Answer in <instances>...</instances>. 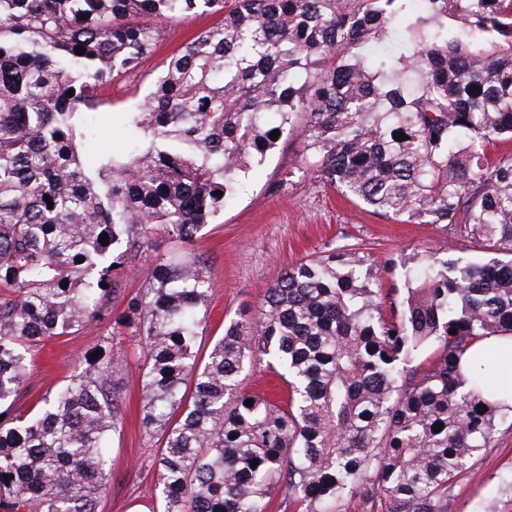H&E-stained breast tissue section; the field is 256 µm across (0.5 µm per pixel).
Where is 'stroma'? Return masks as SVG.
I'll use <instances>...</instances> for the list:
<instances>
[{
  "label": "stroma",
  "instance_id": "1",
  "mask_svg": "<svg viewBox=\"0 0 512 512\" xmlns=\"http://www.w3.org/2000/svg\"><path fill=\"white\" fill-rule=\"evenodd\" d=\"M211 24L208 18H188L172 27L163 26L156 57L137 76L106 89L98 114L96 148L115 155L126 152L125 115L134 111L147 93L162 58ZM303 132V123H295L263 162L242 173L234 199L193 241L181 243L164 233L156 235L148 257L125 281L124 294L132 296L140 291L153 257L202 256L215 282L202 338L207 346L241 311L257 310L267 289L284 270L312 254L332 248L360 249L374 267L383 268L381 286L394 298L403 293V259L418 251L445 245L449 257L484 259L483 250L462 237L457 228L380 218L303 173L299 157ZM107 334L104 326L96 325L36 349L26 403L66 383L79 358L98 348ZM118 349L123 366L110 376L108 384L123 402L125 424L111 443V487L100 501L99 512H148L159 490L156 443L146 436L140 421L137 338L123 337ZM511 471L512 415L497 421L492 444L478 456L474 473L459 475L449 485L448 512H481L485 502L501 498L500 479Z\"/></svg>",
  "mask_w": 512,
  "mask_h": 512
}]
</instances>
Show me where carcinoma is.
I'll return each mask as SVG.
<instances>
[{"mask_svg":"<svg viewBox=\"0 0 512 512\" xmlns=\"http://www.w3.org/2000/svg\"><path fill=\"white\" fill-rule=\"evenodd\" d=\"M188 16L219 22L162 60L128 113V153L92 152L99 89L156 55L157 23ZM299 116L303 171L378 216L461 224L491 257L424 251L386 315L366 257L312 256L200 359L204 259H154L131 297L123 282L154 234L190 242L223 212ZM511 141L512 0H0V512H98L120 356H84L19 408L35 349L93 323L144 347L142 424L160 441L149 512H267L279 486L302 512L377 495L387 512H448V484L512 412L485 397L478 348L512 338V153H487ZM434 343L428 368L407 369ZM256 362L287 399L242 389Z\"/></svg>","mask_w":512,"mask_h":512,"instance_id":"carcinoma-1","label":"carcinoma"}]
</instances>
